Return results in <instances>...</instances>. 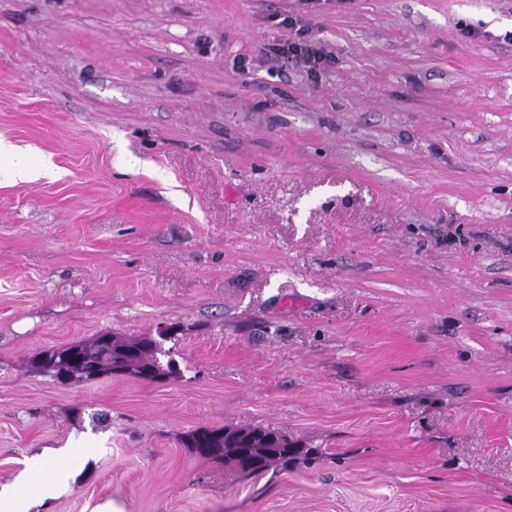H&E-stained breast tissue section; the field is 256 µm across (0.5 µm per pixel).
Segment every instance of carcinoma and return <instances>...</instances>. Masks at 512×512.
Returning <instances> with one entry per match:
<instances>
[{"instance_id":"cac0c4a2","label":"carcinoma","mask_w":512,"mask_h":512,"mask_svg":"<svg viewBox=\"0 0 512 512\" xmlns=\"http://www.w3.org/2000/svg\"><path fill=\"white\" fill-rule=\"evenodd\" d=\"M160 356L162 347L152 338L128 342L105 333L90 344L71 343L47 350L41 356L40 373L61 383L90 381L105 370L130 372L149 381L179 373L173 360L163 362ZM182 444L198 457L232 465L244 477L260 475L273 466L286 471L307 455L288 435L260 427H198L182 437Z\"/></svg>"}]
</instances>
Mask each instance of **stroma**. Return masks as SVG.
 I'll return each instance as SVG.
<instances>
[{
	"label": "stroma",
	"mask_w": 512,
	"mask_h": 512,
	"mask_svg": "<svg viewBox=\"0 0 512 512\" xmlns=\"http://www.w3.org/2000/svg\"><path fill=\"white\" fill-rule=\"evenodd\" d=\"M292 18L315 78L274 57ZM0 138L60 171L0 187V486L512 512V0H0ZM165 325L164 382L31 365ZM201 426L309 454L244 478ZM53 450L64 493L28 468ZM274 55L286 59L303 61L307 65L309 78L316 76L324 65L331 62V53L321 44L310 37L307 32L298 29V39L288 41L284 46L274 49Z\"/></svg>",
	"instance_id": "stroma-1"
}]
</instances>
